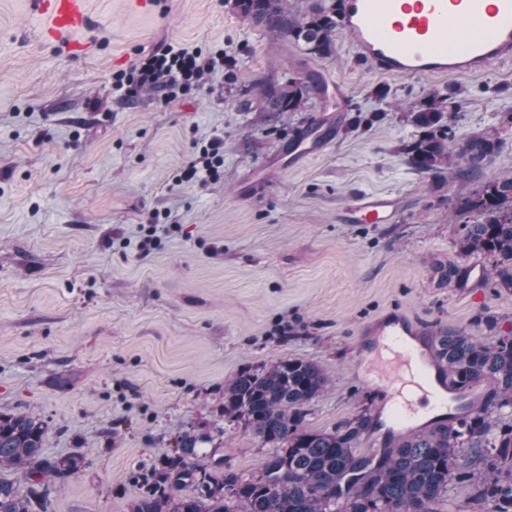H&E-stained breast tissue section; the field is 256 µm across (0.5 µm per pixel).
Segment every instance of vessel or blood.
Segmentation results:
<instances>
[{
	"instance_id": "vessel-or-blood-1",
	"label": "vessel or blood",
	"mask_w": 512,
	"mask_h": 512,
	"mask_svg": "<svg viewBox=\"0 0 512 512\" xmlns=\"http://www.w3.org/2000/svg\"><path fill=\"white\" fill-rule=\"evenodd\" d=\"M40 40L82 57L91 25L89 0H38ZM342 28L351 36L362 64L381 75L424 77L471 75L512 59V0H342ZM327 134L315 126L294 142V162L316 155ZM395 216L385 195L362 193L348 208L354 224H387ZM356 360H378L385 371L370 384L381 408L402 429L454 413L460 399L447 377H431L419 340L427 327L391 312L372 323Z\"/></svg>"
}]
</instances>
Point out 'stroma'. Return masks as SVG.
<instances>
[{
	"label": "stroma",
	"mask_w": 512,
	"mask_h": 512,
	"mask_svg": "<svg viewBox=\"0 0 512 512\" xmlns=\"http://www.w3.org/2000/svg\"><path fill=\"white\" fill-rule=\"evenodd\" d=\"M90 0L95 53L73 59L35 38L30 0H0V412L49 425V457L87 468L48 512H130V477L180 433L223 430L225 469L256 471L265 450L224 418V385L278 358L330 376L309 407L331 430L376 395L356 352L371 321L398 309L483 340L512 334V292L461 290L454 241L465 196L512 173V62L469 76H385L360 65L350 36L323 58L237 15L233 0ZM176 44L224 63L192 94L126 100L112 75ZM308 84L300 109L267 112L256 87ZM349 105L336 108L334 85ZM458 93L448 133L497 131L501 150L470 183L432 178L406 152L418 137L396 104ZM327 146L286 160L313 125ZM224 165L173 185L210 140ZM266 169L261 185L253 173ZM362 192L392 195L390 224H353ZM166 224L148 252L144 229Z\"/></svg>",
	"instance_id": "obj_1"
}]
</instances>
